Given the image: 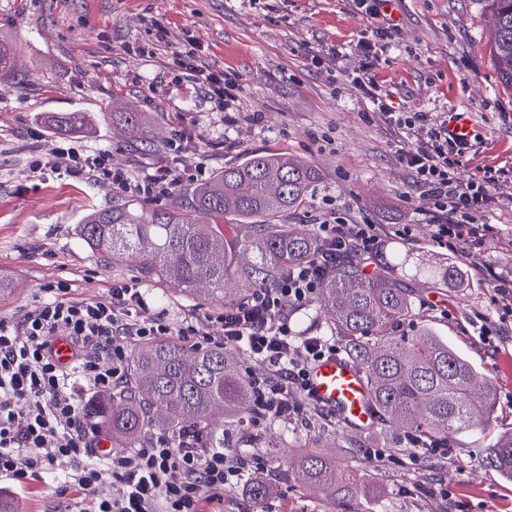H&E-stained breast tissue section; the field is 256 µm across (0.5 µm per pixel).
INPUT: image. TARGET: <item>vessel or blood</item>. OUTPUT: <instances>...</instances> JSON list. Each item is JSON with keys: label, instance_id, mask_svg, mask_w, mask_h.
Segmentation results:
<instances>
[{"label": "vessel or blood", "instance_id": "b4317fda", "mask_svg": "<svg viewBox=\"0 0 512 512\" xmlns=\"http://www.w3.org/2000/svg\"><path fill=\"white\" fill-rule=\"evenodd\" d=\"M310 383L344 428L364 431L374 425L364 374L353 362L338 356L319 361L311 369Z\"/></svg>", "mask_w": 512, "mask_h": 512}]
</instances>
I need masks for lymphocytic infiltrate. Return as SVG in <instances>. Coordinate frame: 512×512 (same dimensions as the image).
<instances>
[{"label": "lymphocytic infiltrate", "mask_w": 512, "mask_h": 512, "mask_svg": "<svg viewBox=\"0 0 512 512\" xmlns=\"http://www.w3.org/2000/svg\"><path fill=\"white\" fill-rule=\"evenodd\" d=\"M170 67L202 86L219 111L237 102L239 85L232 75L199 67L193 49L174 51ZM349 82L372 112L413 139L404 160L422 191L433 242L452 253L480 245L492 228L475 223L474 214L491 201L497 182L488 175L459 180L458 169L471 147L469 132L450 131L447 122L425 112L402 111L366 71L352 72ZM30 166L61 170L147 200L166 195L184 177L166 165L133 174L113 168L109 151L88 155L70 146L33 156ZM314 230L327 246L325 254L293 265L273 286L216 315L213 333L203 332L193 316L177 325L145 316L138 284L123 281L114 282L102 299L72 297L61 282L51 299L33 306L19 322L0 319V477L22 486L65 469L57 495L79 493L91 500L93 512H224V490L250 467L249 459L231 458L223 440L204 439L191 427L176 439L160 431L139 447L101 451L103 429L90 426L81 401L123 383L131 342L175 336L200 347L245 351L244 372L257 416H300L317 408L309 373L316 362L335 356L336 347L316 338L297 341L291 313L313 299L327 264L349 252L378 254L382 238L380 225L340 217L316 222ZM59 336L72 346L66 365L54 351ZM104 484L113 488L110 497L97 495Z\"/></svg>", "instance_id": "1"}]
</instances>
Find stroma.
I'll list each match as a JSON object with an SVG mask.
<instances>
[{
    "instance_id": "obj_1",
    "label": "stroma",
    "mask_w": 512,
    "mask_h": 512,
    "mask_svg": "<svg viewBox=\"0 0 512 512\" xmlns=\"http://www.w3.org/2000/svg\"><path fill=\"white\" fill-rule=\"evenodd\" d=\"M400 21L373 72L406 111L442 120L472 114L477 138L460 179L488 172L499 188L476 216L495 231L476 255L448 253L431 240L429 218L413 200L420 194L402 159L410 143L396 127L369 112L348 82L366 60L355 52L370 26L351 0H0V39L15 47L12 69L0 71V271L14 290L0 298V318L19 321L49 286L64 282L77 298H101L116 281L147 291L149 314L179 322L191 314L216 315L223 300L179 295L166 282L140 277L134 261L112 262L92 252L75 228L92 206L106 208L143 198L49 169L32 171L33 153L63 142L110 150L113 166L142 172L165 163L205 167L215 174L255 152H285L311 165L319 179L303 206L279 214L281 224L310 228L340 215L385 224L411 237H386L385 249L413 261L447 258L463 278L445 288L404 276L417 317L403 325L412 335L430 327L460 349L496 392L493 413L480 427L454 436L447 457L411 447L400 427L376 424L345 432L350 445L326 454L354 467L359 495L334 498L306 488L287 466L311 447L331 419L319 412L228 427L216 413L203 437L231 432L229 455L261 465L224 495V512H512V481L484 460L499 436L512 432V374L501 367L512 337L485 345L480 316L497 321L492 285L512 276V88L492 56L489 0H399ZM168 31L156 42L155 25ZM197 43L199 64L236 75L239 100L225 124L205 90L169 67L171 51ZM132 107L139 133L112 125L109 115ZM83 112L89 130L64 135L47 118ZM447 302L449 315L436 305ZM384 449L382 462L368 451ZM269 486L254 504L250 479ZM47 475L23 488L0 490L16 512H68Z\"/></svg>"
}]
</instances>
